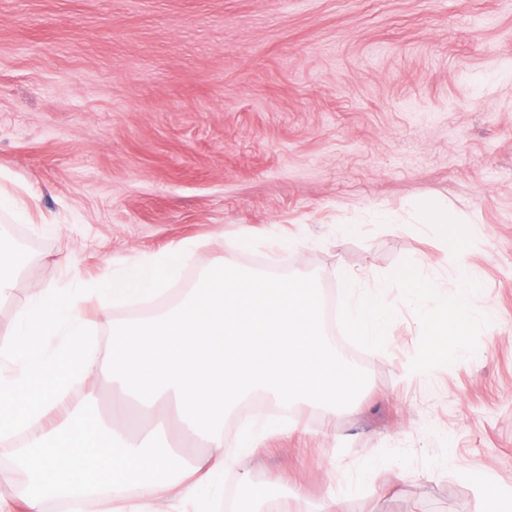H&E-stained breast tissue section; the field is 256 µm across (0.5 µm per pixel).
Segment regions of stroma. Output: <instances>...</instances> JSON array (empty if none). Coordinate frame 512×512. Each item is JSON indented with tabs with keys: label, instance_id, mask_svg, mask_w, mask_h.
I'll use <instances>...</instances> for the list:
<instances>
[{
	"label": "stroma",
	"instance_id": "obj_1",
	"mask_svg": "<svg viewBox=\"0 0 512 512\" xmlns=\"http://www.w3.org/2000/svg\"><path fill=\"white\" fill-rule=\"evenodd\" d=\"M0 168L57 226L0 223L20 299L185 239L273 274L246 229L301 239L285 275L384 277L448 261L407 210L446 205L492 335L428 382L399 323L349 407L304 408L244 476L320 500L337 470L341 512H471L474 474L494 512L512 485V0H0ZM374 206L395 226L356 225Z\"/></svg>",
	"mask_w": 512,
	"mask_h": 512
}]
</instances>
